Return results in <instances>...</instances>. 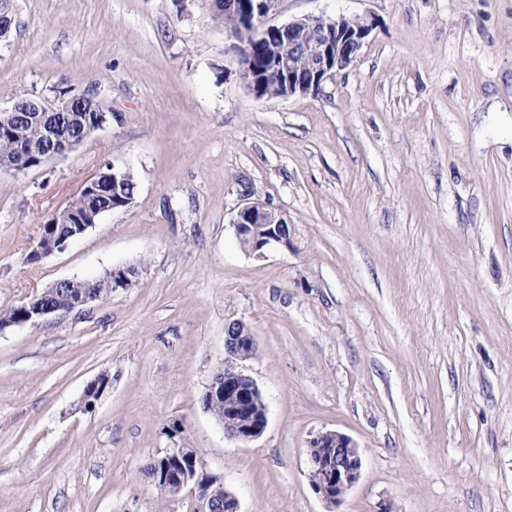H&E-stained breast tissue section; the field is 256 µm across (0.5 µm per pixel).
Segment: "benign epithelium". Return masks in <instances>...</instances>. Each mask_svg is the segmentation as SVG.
Returning <instances> with one entry per match:
<instances>
[{
  "mask_svg": "<svg viewBox=\"0 0 512 512\" xmlns=\"http://www.w3.org/2000/svg\"><path fill=\"white\" fill-rule=\"evenodd\" d=\"M278 0H226L243 33L259 32L261 38L269 40L280 33L288 34V54L273 55V66L265 74L253 70L251 55L235 34L227 32L232 40V49L239 57L240 75L248 89L262 98V89L275 84L280 96L290 98L322 92L327 82H333L336 75L349 68L369 37L373 23L364 18L345 15L304 16L281 25L268 23L277 8ZM98 103L89 93L76 94L69 98L55 91V101L21 98L8 112L0 114V123H7V129L15 131L22 125L35 120L43 128L44 143H29L20 154L0 158V170L23 172L30 168L31 161L62 156L76 150L95 131L109 122V113L97 110ZM68 112V120L82 125V135L71 138L58 121L56 113ZM119 169L112 168V174L102 171L93 173L81 186L79 193L97 198L102 189L113 191L114 179ZM133 204L122 200L119 205L99 209L87 217L75 215L70 207L55 212L46 224L34 251V257L41 258L63 250L68 242L84 234L96 224L99 216L118 208L126 209ZM235 238L243 251L256 258L266 252L291 245L287 215L259 202H246L239 206L233 221ZM138 276L134 266H119L106 277L108 287L116 291L131 285ZM59 288L74 291L67 305H51L47 298ZM94 285L87 281L63 279L55 282L46 291L19 304L21 316L11 321L0 320V332L26 323H34L61 311H70L97 299ZM256 340L245 324L232 322L227 326L224 340L225 359L233 362L236 370L214 379L205 395L210 402H218L228 410L229 416L219 419L225 436L240 444H248L259 438L267 426V409L256 408L262 392L255 379L248 373L244 362L255 354ZM308 475L314 492L328 505L340 504L345 494L360 479L361 456L355 442L337 431L321 432L313 436L308 444ZM206 475L204 463L199 457L186 455V449H166L163 466L156 468L153 482L167 492L172 487L184 488L196 485L198 477ZM215 486L212 494L202 498L200 512H239L237 498L215 477H210Z\"/></svg>",
  "mask_w": 512,
  "mask_h": 512,
  "instance_id": "1",
  "label": "benign epithelium"
}]
</instances>
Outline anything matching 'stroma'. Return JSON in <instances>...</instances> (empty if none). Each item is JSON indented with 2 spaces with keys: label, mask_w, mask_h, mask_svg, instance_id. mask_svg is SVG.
Here are the masks:
<instances>
[{
  "label": "stroma",
  "mask_w": 512,
  "mask_h": 512,
  "mask_svg": "<svg viewBox=\"0 0 512 512\" xmlns=\"http://www.w3.org/2000/svg\"><path fill=\"white\" fill-rule=\"evenodd\" d=\"M6 3L0 113L63 86L112 120L0 172V310L139 274L0 332V512H195L146 473L170 446L239 512H329L306 467L325 431L362 457L339 512H512V0H279L275 24H373L349 70L291 98L247 89L210 0ZM106 165L134 174L131 207L31 260ZM248 199L286 213L291 248L240 249ZM234 321L267 406L247 445L201 401ZM138 273V269L134 266H119L113 268L106 279H104V281L107 282L109 288H107L105 285L100 286V288H96L95 285L87 281H79L73 279L59 280L40 295H37L34 298L19 304V309L21 310V316L19 318H16L20 311L18 309V305L5 310L3 313L1 311L0 332L15 325H22L29 322L35 323L36 321H39L50 314L61 311H70L77 307L86 305L96 300L97 294L98 299H100L104 296H107L112 291L118 290L119 288H127L129 285H131L133 279L138 276ZM59 288L63 289L60 290ZM92 288H95L97 294L92 290ZM69 289H76V291L74 293V297H70V303L68 305L55 306L47 302V298L55 294V291L57 290V294L55 295L56 300L58 303H65L68 298ZM2 319L4 321H1Z\"/></svg>",
  "instance_id": "1"
}]
</instances>
